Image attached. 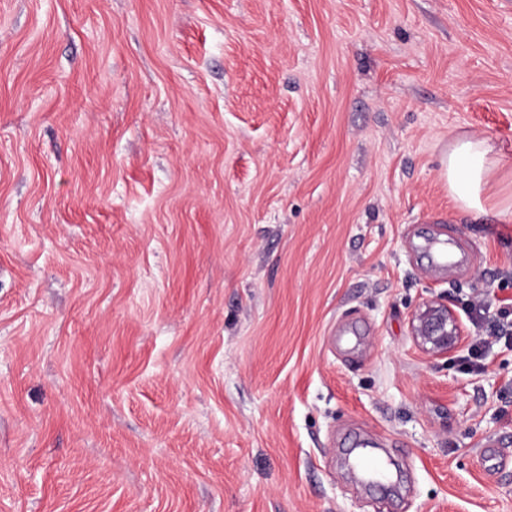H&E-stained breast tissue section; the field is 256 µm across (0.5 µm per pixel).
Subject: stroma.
<instances>
[{"mask_svg": "<svg viewBox=\"0 0 512 512\" xmlns=\"http://www.w3.org/2000/svg\"><path fill=\"white\" fill-rule=\"evenodd\" d=\"M509 197L512 0H0V512H512ZM501 157L488 138L462 136L448 147L444 162L448 190L465 213L484 211L483 193L499 173ZM465 312L468 315L470 323L485 336H476L475 342L470 346L467 355L463 357L465 369L472 373L481 369V361L485 348L492 343V340L504 338L506 341L512 339V325L508 326L504 322L493 321L490 318V307L480 296L475 297L473 301L467 303ZM410 333L424 354L437 358L461 348L466 328L448 301L432 298L423 302L412 315Z\"/></svg>", "mask_w": 512, "mask_h": 512, "instance_id": "35a3bbf8", "label": "stroma"}]
</instances>
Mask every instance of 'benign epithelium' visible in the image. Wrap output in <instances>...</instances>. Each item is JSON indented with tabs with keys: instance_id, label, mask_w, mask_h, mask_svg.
Instances as JSON below:
<instances>
[{
	"instance_id": "1",
	"label": "benign epithelium",
	"mask_w": 512,
	"mask_h": 512,
	"mask_svg": "<svg viewBox=\"0 0 512 512\" xmlns=\"http://www.w3.org/2000/svg\"><path fill=\"white\" fill-rule=\"evenodd\" d=\"M410 333L424 354L437 358L461 348L466 328L448 301L432 298L423 302L412 315Z\"/></svg>"
}]
</instances>
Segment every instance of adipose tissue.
Listing matches in <instances>:
<instances>
[{
  "instance_id": "obj_1",
  "label": "adipose tissue",
  "mask_w": 512,
  "mask_h": 512,
  "mask_svg": "<svg viewBox=\"0 0 512 512\" xmlns=\"http://www.w3.org/2000/svg\"><path fill=\"white\" fill-rule=\"evenodd\" d=\"M500 164V153L487 138L462 136L449 145L444 162L448 190L463 212L484 211L483 193L495 181Z\"/></svg>"
}]
</instances>
